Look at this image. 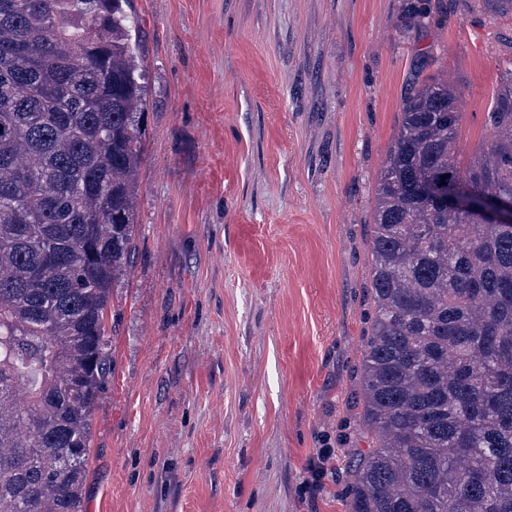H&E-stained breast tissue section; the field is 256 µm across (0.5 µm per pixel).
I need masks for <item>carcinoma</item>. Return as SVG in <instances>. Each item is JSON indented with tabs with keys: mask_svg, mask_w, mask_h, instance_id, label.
Masks as SVG:
<instances>
[{
	"mask_svg": "<svg viewBox=\"0 0 512 512\" xmlns=\"http://www.w3.org/2000/svg\"><path fill=\"white\" fill-rule=\"evenodd\" d=\"M131 0H0V512H85L105 316L135 249L146 69ZM373 214L361 368L376 447L346 512H512V222L437 208L426 176L512 198V66L458 160L457 92L403 99Z\"/></svg>",
	"mask_w": 512,
	"mask_h": 512,
	"instance_id": "carcinoma-1",
	"label": "carcinoma"
}]
</instances>
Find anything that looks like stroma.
Masks as SVG:
<instances>
[{"label":"stroma","mask_w":512,"mask_h":512,"mask_svg":"<svg viewBox=\"0 0 512 512\" xmlns=\"http://www.w3.org/2000/svg\"><path fill=\"white\" fill-rule=\"evenodd\" d=\"M136 250L107 312L86 512H343L372 215L404 92L458 89L459 159L512 65L505 0H134ZM334 473L304 494L319 448Z\"/></svg>","instance_id":"stroma-1"}]
</instances>
